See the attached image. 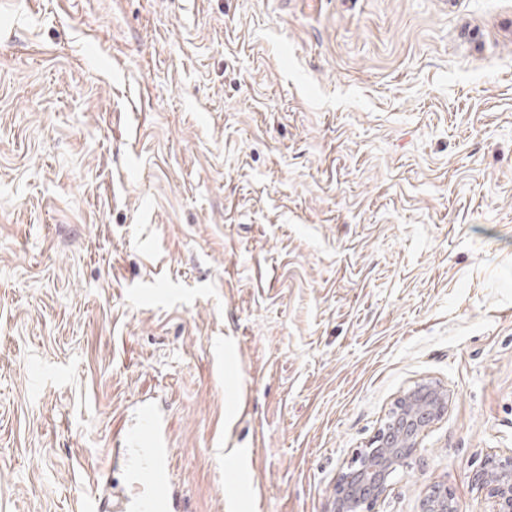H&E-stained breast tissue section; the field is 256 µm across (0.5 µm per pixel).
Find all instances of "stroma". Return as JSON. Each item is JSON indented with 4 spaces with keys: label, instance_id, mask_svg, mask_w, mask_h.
<instances>
[{
    "label": "stroma",
    "instance_id": "stroma-1",
    "mask_svg": "<svg viewBox=\"0 0 512 512\" xmlns=\"http://www.w3.org/2000/svg\"><path fill=\"white\" fill-rule=\"evenodd\" d=\"M424 379L375 512H485L512 0H0V512H111L144 403L182 512H328ZM449 402L447 388L437 382L421 380L404 390L383 427L338 474L329 511L374 512L391 477L407 468L425 429L448 412ZM422 512H459V504L446 487L435 488L423 504Z\"/></svg>",
    "mask_w": 512,
    "mask_h": 512
}]
</instances>
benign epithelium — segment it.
Here are the masks:
<instances>
[{"label":"benign epithelium","mask_w":512,"mask_h":512,"mask_svg":"<svg viewBox=\"0 0 512 512\" xmlns=\"http://www.w3.org/2000/svg\"><path fill=\"white\" fill-rule=\"evenodd\" d=\"M450 396L443 385L421 380L394 401L387 421L369 444L356 450L350 465L336 478L329 512H375L391 477L408 466L425 429L448 412ZM473 482L488 497L487 512H512V453L487 456ZM422 512H460L446 487L435 488Z\"/></svg>","instance_id":"benign-epithelium-1"}]
</instances>
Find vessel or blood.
<instances>
[{"mask_svg": "<svg viewBox=\"0 0 512 512\" xmlns=\"http://www.w3.org/2000/svg\"><path fill=\"white\" fill-rule=\"evenodd\" d=\"M170 454L161 437L157 413L152 407L141 406L125 431L124 455L131 482L116 512H170Z\"/></svg>", "mask_w": 512, "mask_h": 512, "instance_id": "obj_1", "label": "vessel or blood"}]
</instances>
